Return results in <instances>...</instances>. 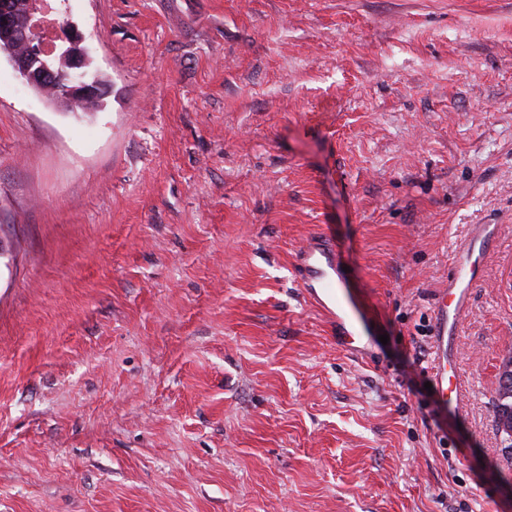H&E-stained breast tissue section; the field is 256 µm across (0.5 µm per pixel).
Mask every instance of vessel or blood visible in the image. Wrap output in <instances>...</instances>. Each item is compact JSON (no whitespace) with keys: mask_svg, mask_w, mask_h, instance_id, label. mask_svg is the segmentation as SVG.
Segmentation results:
<instances>
[{"mask_svg":"<svg viewBox=\"0 0 512 512\" xmlns=\"http://www.w3.org/2000/svg\"><path fill=\"white\" fill-rule=\"evenodd\" d=\"M492 237L489 225H474L453 257L447 287L439 291L434 303L437 358L429 378L435 393L449 396L457 406L464 400V390L457 380V360L449 343L469 312L472 290L483 276L482 259ZM296 264L304 292L335 322L338 341L366 336L368 317L351 298L344 263L332 238L324 233L309 237L296 254Z\"/></svg>","mask_w":512,"mask_h":512,"instance_id":"obj_1","label":"vessel or blood"}]
</instances>
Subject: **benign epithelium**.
<instances>
[{"label":"benign epithelium","mask_w":512,"mask_h":512,"mask_svg":"<svg viewBox=\"0 0 512 512\" xmlns=\"http://www.w3.org/2000/svg\"><path fill=\"white\" fill-rule=\"evenodd\" d=\"M50 0L0 3V54H5L26 83L41 92L56 87L53 103L65 111L74 102H101L99 80L88 73V48L74 27L50 18Z\"/></svg>","instance_id":"obj_1"}]
</instances>
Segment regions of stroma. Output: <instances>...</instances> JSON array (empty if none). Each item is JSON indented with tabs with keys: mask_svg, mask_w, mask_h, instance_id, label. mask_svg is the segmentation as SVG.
Returning <instances> with one entry per match:
<instances>
[{
	"mask_svg": "<svg viewBox=\"0 0 512 512\" xmlns=\"http://www.w3.org/2000/svg\"><path fill=\"white\" fill-rule=\"evenodd\" d=\"M52 5L104 95L0 57V512H512V0ZM473 224L456 412L424 384ZM322 230L350 346L298 282ZM506 376L507 384L503 381ZM511 399L510 402L508 400ZM495 420L502 433L507 435L506 441L509 444L506 448H511L508 460H512V353L504 357L501 361L498 372V389L495 403Z\"/></svg>",
	"mask_w": 512,
	"mask_h": 512,
	"instance_id": "35a3bbf8",
	"label": "stroma"
}]
</instances>
